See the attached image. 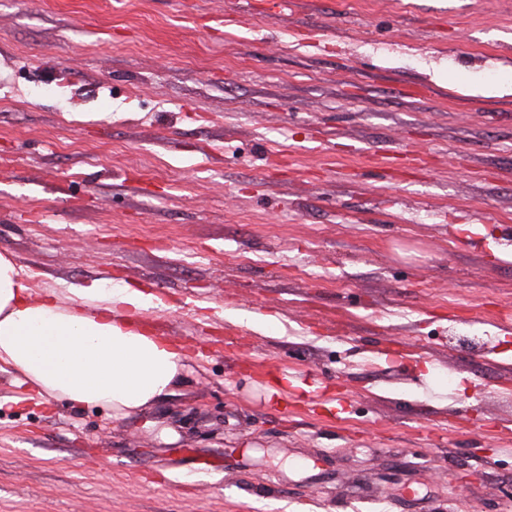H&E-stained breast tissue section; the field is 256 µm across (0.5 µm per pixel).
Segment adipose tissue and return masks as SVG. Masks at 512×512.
Returning <instances> with one entry per match:
<instances>
[{
    "mask_svg": "<svg viewBox=\"0 0 512 512\" xmlns=\"http://www.w3.org/2000/svg\"><path fill=\"white\" fill-rule=\"evenodd\" d=\"M150 301L129 285L98 283L65 303L36 300L22 269L0 253V364L41 392L127 416L169 395L183 368L181 347L139 320Z\"/></svg>",
    "mask_w": 512,
    "mask_h": 512,
    "instance_id": "ef3b65f1",
    "label": "adipose tissue"
}]
</instances>
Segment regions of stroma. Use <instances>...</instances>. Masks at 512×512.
<instances>
[{
	"label": "stroma",
	"mask_w": 512,
	"mask_h": 512,
	"mask_svg": "<svg viewBox=\"0 0 512 512\" xmlns=\"http://www.w3.org/2000/svg\"><path fill=\"white\" fill-rule=\"evenodd\" d=\"M263 3L0 0V252L185 352L119 419L0 368V512H512V0ZM173 451L181 455L182 459L190 460V463L196 465V469L200 472L222 470V468L226 472L235 471L237 470L239 464L235 454L228 451H224V461L223 459L211 460L208 457L200 456L196 454L191 448H176L173 449Z\"/></svg>",
	"instance_id": "obj_1"
}]
</instances>
